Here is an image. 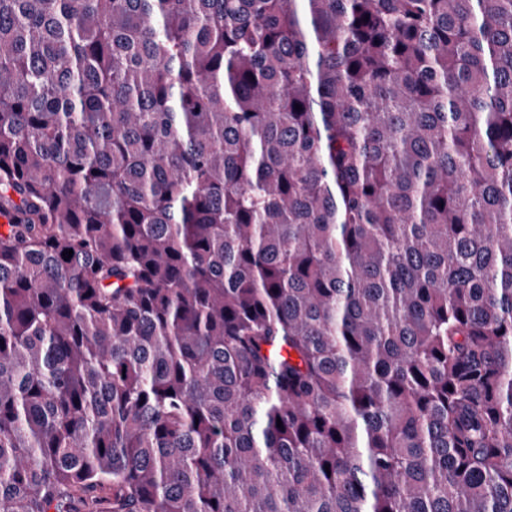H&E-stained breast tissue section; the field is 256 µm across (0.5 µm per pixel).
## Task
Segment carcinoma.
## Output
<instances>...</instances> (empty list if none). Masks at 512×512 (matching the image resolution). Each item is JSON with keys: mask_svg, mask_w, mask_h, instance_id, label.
<instances>
[{"mask_svg": "<svg viewBox=\"0 0 512 512\" xmlns=\"http://www.w3.org/2000/svg\"><path fill=\"white\" fill-rule=\"evenodd\" d=\"M0 217V512H512V0H0Z\"/></svg>", "mask_w": 512, "mask_h": 512, "instance_id": "cac0c4a2", "label": "carcinoma"}]
</instances>
